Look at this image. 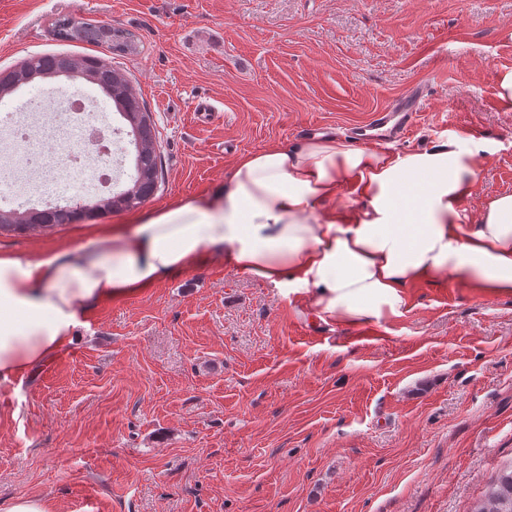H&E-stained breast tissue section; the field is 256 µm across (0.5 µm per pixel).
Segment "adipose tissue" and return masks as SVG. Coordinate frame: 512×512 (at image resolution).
<instances>
[{"mask_svg":"<svg viewBox=\"0 0 512 512\" xmlns=\"http://www.w3.org/2000/svg\"><path fill=\"white\" fill-rule=\"evenodd\" d=\"M487 142L453 134L393 154L320 133L242 156L203 198L149 212L77 247L33 260L0 251V384L72 345L101 303L143 292L216 253L282 289L304 286L318 316L343 325L400 315L408 286L452 278L512 296V193L477 188ZM362 205L325 211L341 189Z\"/></svg>","mask_w":512,"mask_h":512,"instance_id":"adipose-tissue-1","label":"adipose tissue"}]
</instances>
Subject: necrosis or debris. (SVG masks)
I'll use <instances>...</instances> for the list:
<instances>
[{
	"label": "necrosis or debris",
	"instance_id": "1",
	"mask_svg": "<svg viewBox=\"0 0 512 512\" xmlns=\"http://www.w3.org/2000/svg\"><path fill=\"white\" fill-rule=\"evenodd\" d=\"M62 108V122L41 112L0 119L1 159L12 162L35 151L46 155L42 166H22L17 180L0 189L1 196H23L30 206L54 208L67 200L63 187L87 181L97 185L99 195L111 194L113 176L127 153L120 131L90 122L82 97L64 99Z\"/></svg>",
	"mask_w": 512,
	"mask_h": 512
}]
</instances>
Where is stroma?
I'll use <instances>...</instances> for the list:
<instances>
[{
	"label": "stroma",
	"instance_id": "obj_1",
	"mask_svg": "<svg viewBox=\"0 0 512 512\" xmlns=\"http://www.w3.org/2000/svg\"><path fill=\"white\" fill-rule=\"evenodd\" d=\"M132 32L111 56L159 131L163 181L141 206L82 224L0 235L32 259L232 176L237 158L349 130L413 86L428 95L392 153L455 133L488 141L486 196L512 193V0H0V70L77 57L52 21ZM121 120L96 86L56 78L0 112H49L58 89ZM218 120L194 118L198 99ZM81 338L0 385V501L54 512H470L512 458V296L447 280L406 290L402 313L324 321L217 254L103 302ZM1 512H54L52 502L41 496H20L0 503Z\"/></svg>",
	"mask_w": 512,
	"mask_h": 512
}]
</instances>
